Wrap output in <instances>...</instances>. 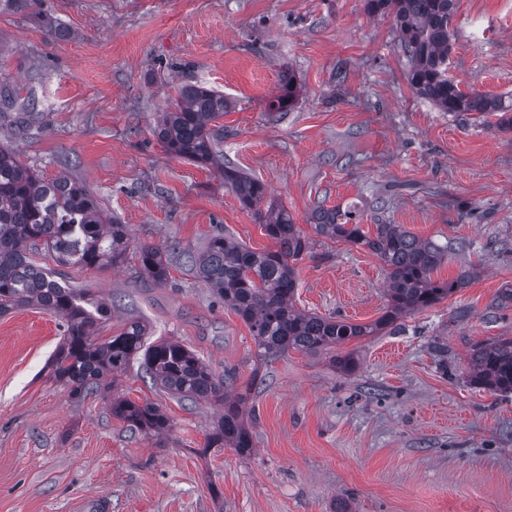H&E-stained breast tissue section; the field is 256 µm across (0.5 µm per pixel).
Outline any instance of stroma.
<instances>
[{
    "instance_id": "35a3bbf8",
    "label": "stroma",
    "mask_w": 512,
    "mask_h": 512,
    "mask_svg": "<svg viewBox=\"0 0 512 512\" xmlns=\"http://www.w3.org/2000/svg\"><path fill=\"white\" fill-rule=\"evenodd\" d=\"M61 26L67 37L55 38ZM448 74L462 90L512 99V0H458ZM391 16L365 0H41L0 15V90L37 121L0 125V144L40 178L68 172L128 225L134 244L199 251L223 230L272 248L221 175L168 155L152 133L181 83L224 94V162L265 183L314 242L295 264L298 309L355 324L379 318L386 271L367 249L316 234L317 207L364 230L399 224L447 246L437 280L471 279L380 335L350 340L356 368L289 351L257 365L250 329L190 266L160 285L135 260L65 268L112 301L99 336L139 320L216 374L257 376L255 450L210 448L220 414L154 386L139 363L83 400L48 362L67 325L29 306L0 316V512H512V394L467 376L472 347L512 336V131L415 95ZM296 106L271 112L284 74ZM160 405L168 435L146 437L112 397Z\"/></svg>"
}]
</instances>
